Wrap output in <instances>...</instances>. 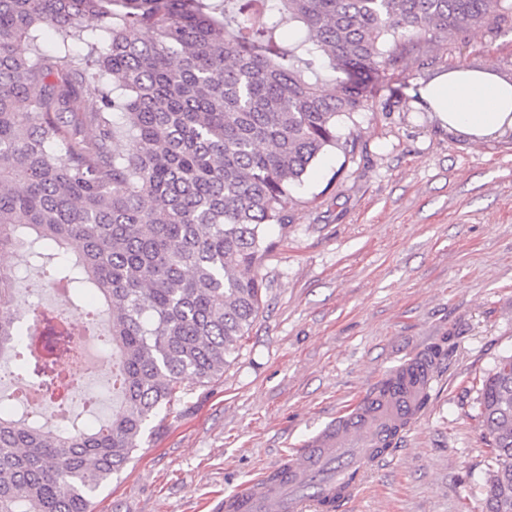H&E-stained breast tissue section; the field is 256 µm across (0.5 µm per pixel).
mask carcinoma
Here are the masks:
<instances>
[{
    "mask_svg": "<svg viewBox=\"0 0 512 512\" xmlns=\"http://www.w3.org/2000/svg\"><path fill=\"white\" fill-rule=\"evenodd\" d=\"M503 2L0 0V257L71 302L97 298L113 400L110 419L91 404L88 421L52 429L0 412V512H93L185 382L224 375L262 305L259 269L277 247L266 228L287 224L324 153L347 149L339 122L368 85L406 42L483 23ZM19 292L0 278V358L40 374L53 401L69 345L49 330L29 361ZM479 405L484 512H512V356Z\"/></svg>",
    "mask_w": 512,
    "mask_h": 512,
    "instance_id": "cac0c4a2",
    "label": "carcinoma"
}]
</instances>
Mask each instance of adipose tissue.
<instances>
[{
	"label": "adipose tissue",
	"mask_w": 512,
	"mask_h": 512,
	"mask_svg": "<svg viewBox=\"0 0 512 512\" xmlns=\"http://www.w3.org/2000/svg\"><path fill=\"white\" fill-rule=\"evenodd\" d=\"M421 97L449 133L470 143L512 135V82L501 79L494 64L450 70L428 83Z\"/></svg>",
	"instance_id": "1"
}]
</instances>
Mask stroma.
<instances>
[{"mask_svg":"<svg viewBox=\"0 0 512 512\" xmlns=\"http://www.w3.org/2000/svg\"><path fill=\"white\" fill-rule=\"evenodd\" d=\"M494 63L512 80V12L407 43L353 120L351 153L309 172L260 275L264 305L223 376L145 435L94 512H219L404 360L438 347L421 416L350 512H482L490 460L474 384L512 356V136L474 145L419 99Z\"/></svg>","mask_w":512,"mask_h":512,"instance_id":"obj_1","label":"stroma"}]
</instances>
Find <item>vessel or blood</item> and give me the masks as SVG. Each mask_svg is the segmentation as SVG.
<instances>
[{"label":"vessel or blood","instance_id":"1","mask_svg":"<svg viewBox=\"0 0 512 512\" xmlns=\"http://www.w3.org/2000/svg\"><path fill=\"white\" fill-rule=\"evenodd\" d=\"M389 380L392 389L367 395L272 469L225 493L223 512H345L369 472L389 456L383 440L413 422L432 370L413 359Z\"/></svg>","mask_w":512,"mask_h":512}]
</instances>
